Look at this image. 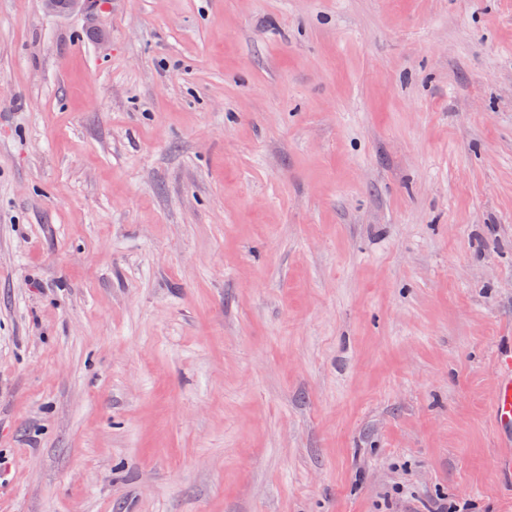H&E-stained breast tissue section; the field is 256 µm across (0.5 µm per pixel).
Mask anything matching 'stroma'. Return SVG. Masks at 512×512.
<instances>
[{
	"label": "stroma",
	"mask_w": 512,
	"mask_h": 512,
	"mask_svg": "<svg viewBox=\"0 0 512 512\" xmlns=\"http://www.w3.org/2000/svg\"><path fill=\"white\" fill-rule=\"evenodd\" d=\"M512 0H0V512H512ZM46 12L61 14L74 10H81L87 13L103 7L108 1L100 0H42ZM499 378L493 397L497 421L502 427H512V348L500 352Z\"/></svg>",
	"instance_id": "stroma-1"
}]
</instances>
